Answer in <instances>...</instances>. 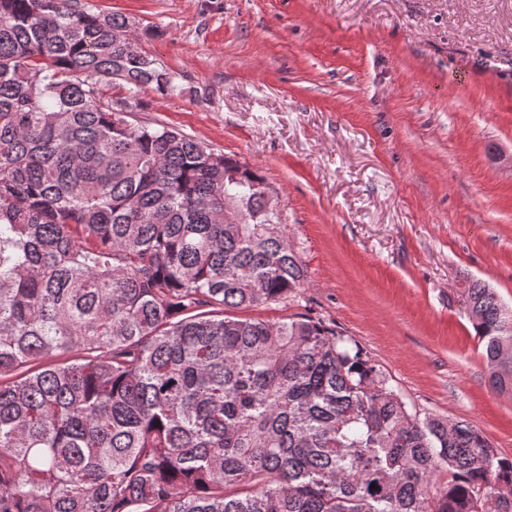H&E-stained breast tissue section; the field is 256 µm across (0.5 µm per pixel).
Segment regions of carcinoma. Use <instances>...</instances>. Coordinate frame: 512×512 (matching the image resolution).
Returning <instances> with one entry per match:
<instances>
[{"label":"carcinoma","mask_w":512,"mask_h":512,"mask_svg":"<svg viewBox=\"0 0 512 512\" xmlns=\"http://www.w3.org/2000/svg\"><path fill=\"white\" fill-rule=\"evenodd\" d=\"M145 84L179 93L128 19L0 0V512H512V457L356 339L228 314L304 267L263 176L129 121ZM464 295L512 395V306Z\"/></svg>","instance_id":"cac0c4a2"}]
</instances>
